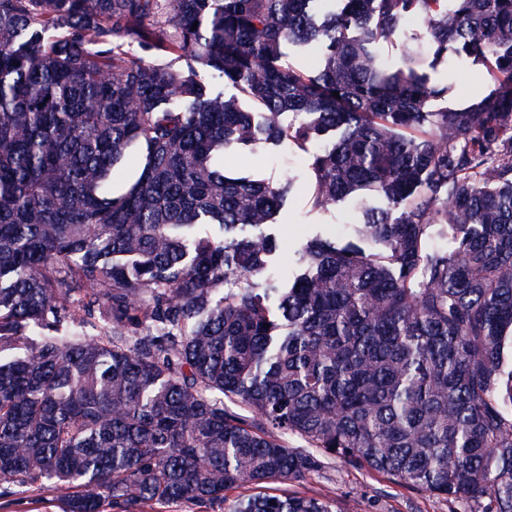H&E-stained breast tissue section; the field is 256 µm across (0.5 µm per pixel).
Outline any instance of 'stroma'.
Masks as SVG:
<instances>
[{"mask_svg": "<svg viewBox=\"0 0 512 512\" xmlns=\"http://www.w3.org/2000/svg\"><path fill=\"white\" fill-rule=\"evenodd\" d=\"M432 83L448 86L447 96L432 99L430 110L466 104L484 96L491 88L484 73L462 54L448 59L429 71ZM322 147L310 144L308 152L269 147L251 153L230 156L228 165L238 170L271 179H292L294 189L273 229L276 251L274 274H286L293 268L301 245L321 237L349 239L353 224L359 223V206L343 203L327 210L310 205L312 185L309 157ZM288 492L335 499L342 512H449L443 498L390 482L385 476L355 467L340 459L288 483ZM70 491L58 486L41 490L26 489L0 501V512H65Z\"/></svg>", "mask_w": 512, "mask_h": 512, "instance_id": "obj_1", "label": "stroma"}]
</instances>
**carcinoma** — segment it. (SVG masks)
I'll return each mask as SVG.
<instances>
[{
  "label": "carcinoma",
  "instance_id": "carcinoma-1",
  "mask_svg": "<svg viewBox=\"0 0 512 512\" xmlns=\"http://www.w3.org/2000/svg\"><path fill=\"white\" fill-rule=\"evenodd\" d=\"M448 3L0 0V499L336 512L265 489L337 457L512 512V0ZM450 50L493 87L431 111ZM329 133L312 206H384L275 280L292 181L225 158ZM71 492L66 486L25 489L9 501L0 500V512H64Z\"/></svg>",
  "mask_w": 512,
  "mask_h": 512
}]
</instances>
